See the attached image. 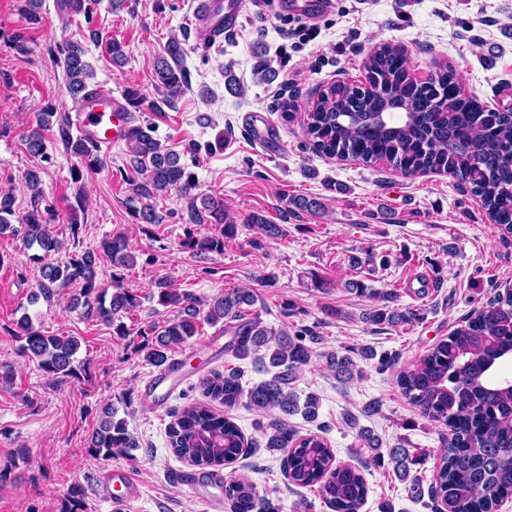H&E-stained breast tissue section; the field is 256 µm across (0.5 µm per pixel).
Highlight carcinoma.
<instances>
[{
  "instance_id": "cac0c4a2",
  "label": "carcinoma",
  "mask_w": 512,
  "mask_h": 512,
  "mask_svg": "<svg viewBox=\"0 0 512 512\" xmlns=\"http://www.w3.org/2000/svg\"><path fill=\"white\" fill-rule=\"evenodd\" d=\"M19 13L25 25H40L41 0H23ZM96 0H61L66 13L92 15ZM53 52L62 62L71 95L80 98L93 77L84 61L82 44L71 38L56 43ZM184 48L171 38L164 55L156 61L155 86L164 90L163 103L173 101L188 85L183 66ZM426 85L418 86L408 75L409 62L400 47L384 44L370 52L364 69L374 74L380 91L362 92L356 85L336 81L319 91L317 99L304 109L303 127L313 148L329 158L354 159L366 164L385 165L404 176L420 172L445 173L470 186L480 197L490 218L500 229L512 234V112H492L475 94L461 93L462 83L448 63L433 64ZM56 121H50V118ZM57 126V135L77 161L74 172L101 165L74 133L67 115L40 112L36 126L26 136L29 153L47 157L43 132ZM151 126L136 124L126 145L135 219L160 224L163 216L154 200L173 189L189 197L187 223L210 224L214 230L199 235L186 231L183 247L195 254L223 253L224 240L236 235L237 225L224 208V199L196 192V182L180 156L164 149L153 136ZM30 201L18 216L14 198L0 194V234L10 230L22 234L27 246L38 249L31 261L39 265V294L51 301L57 290L80 285L82 316L113 324L120 313L140 305V296L115 284L108 288L97 281V260L104 255L115 268L136 264L127 238L117 234L95 248L69 258L65 263L52 259L60 247L49 229L55 211L48 204L37 174L29 175ZM19 227L12 226V223ZM158 305L176 310L177 315L161 326L151 325L139 352L149 364L162 367L172 349L196 335L199 325L222 321L237 322L227 349L239 359L260 348L269 352V364L277 369L270 379L243 389L236 372L213 373L203 381V394L231 409L247 400V405L266 413L265 448L280 451L288 460V481L299 487H317V492L334 512H360L368 487L361 472L336 463L328 441L317 433L294 438L284 417L304 410L313 419L318 398L307 397L299 404L290 381L307 364L312 349L303 336L282 331L278 334L255 317L243 322V307L256 302L254 293L233 289L200 309L189 293H180L160 282L156 285ZM378 305L366 314L369 322L392 327L410 325L419 313L398 304L395 291L379 292ZM22 356L37 361L46 374L69 376L74 373L79 341L74 336L50 335L24 317L21 324ZM512 359V291L498 296L475 316L461 320L446 338L436 343L418 362L396 373V384L420 414L450 427L452 436L443 449L431 493L434 500L448 506V512H496L499 504L512 496V379L495 377L496 370ZM328 366L338 377L350 379L356 364L348 355L330 353ZM169 443L174 454L194 466L217 467L234 463L244 452L241 429L208 404L195 402L183 409L169 426ZM138 448L126 423L113 418L106 407L98 429L92 435L87 453L107 460L114 455H131ZM393 472L404 481L414 459L408 450L390 452ZM233 512H276L268 499H258L253 486L244 481L225 489Z\"/></svg>"
}]
</instances>
